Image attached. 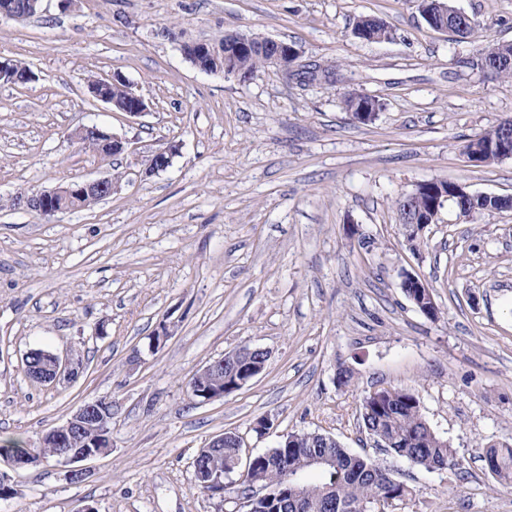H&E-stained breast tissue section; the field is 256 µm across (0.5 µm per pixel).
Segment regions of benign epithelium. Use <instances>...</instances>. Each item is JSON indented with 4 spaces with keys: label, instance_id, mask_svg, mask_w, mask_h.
<instances>
[{
    "label": "benign epithelium",
    "instance_id": "1",
    "mask_svg": "<svg viewBox=\"0 0 512 512\" xmlns=\"http://www.w3.org/2000/svg\"><path fill=\"white\" fill-rule=\"evenodd\" d=\"M180 45L189 47L190 51L183 52L184 58L194 67L209 74H230L245 81L249 76L242 75L232 67L231 63H221L217 59L214 45L207 40L182 41ZM224 46L226 57L233 58L239 54L252 53L256 50L268 55L267 64L278 68L283 72L294 67L300 56L299 49L287 42L266 37L261 44H256L253 39L239 32L224 34ZM126 83L120 74H112L99 79V88L90 90V93L97 100L109 105L112 110L123 112L131 118H136L147 112L148 105L144 99L126 90L125 99L117 103L102 89L113 84ZM88 136H94L105 143H112V149L123 153L128 148L127 141L121 136L110 133L97 126H83L72 133V137L78 141ZM178 152V145L170 144L153 154L145 163V172L154 174L165 170L171 163L172 157ZM119 188V181L110 176L89 180L70 181L61 183L55 188L37 192L21 199L22 207L50 219L59 213L65 212L79 203L83 198L92 195L110 197ZM430 194L433 200L430 203V213L421 219L418 214V202L420 190L404 196L397 211L401 221L405 222L404 229L407 236L423 231L428 225L435 222L438 210L444 202L454 201L458 205L475 198V195L463 191L456 185L447 187L431 186ZM255 350L243 347L224 354L201 369L193 376L190 388L199 396V402H210L225 395L224 375L234 378L238 386L242 387L263 372L266 363H261L249 369L243 366V361L249 358ZM83 371V364L80 359L73 356L61 357L55 353H49L42 359L38 366L27 365L28 376L43 384H55L61 380H72ZM112 401L97 399L82 405L70 419L61 426H58L45 434L44 440L58 448L57 459L72 465L70 478L76 481L81 480L86 474L83 462L105 454L99 442L84 435V430L90 425H95L101 434H110L112 423ZM4 460L14 469H23L42 462V458L34 453L23 456H6Z\"/></svg>",
    "mask_w": 512,
    "mask_h": 512
}]
</instances>
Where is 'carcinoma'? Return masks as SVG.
<instances>
[{
	"label": "carcinoma",
	"mask_w": 512,
	"mask_h": 512,
	"mask_svg": "<svg viewBox=\"0 0 512 512\" xmlns=\"http://www.w3.org/2000/svg\"><path fill=\"white\" fill-rule=\"evenodd\" d=\"M355 34L367 42L384 36L392 37V30L381 19L365 16L355 24ZM481 55L504 62L512 59V43L489 42ZM266 65V57L243 54L236 57L235 66L245 74H252ZM349 112H379L381 104L371 98L357 101L352 96L344 99ZM465 149L472 159L489 166L499 160V128L470 141ZM499 203L490 198H476L463 209L470 217L483 211L497 210ZM406 296L427 317L438 315L435 305L423 300L418 289L403 286ZM359 416L366 431L395 455L413 459L428 471H441L458 465L456 449L437 435L423 418L418 394L410 389L382 388L365 396ZM239 449L233 439L224 440V447L199 457L200 487L212 493H226V488L213 480L235 469ZM322 457L326 464L311 468L303 476L299 492L288 489L286 466L309 458ZM484 460L494 462L490 471L501 485L512 484V443L502 442L487 448ZM247 481L264 485L269 497L258 503L254 512H359L361 507L384 503L385 512H399L411 494L402 483L393 480L374 460L354 455L333 436L319 432L290 433L277 446L257 455L245 476Z\"/></svg>",
	"instance_id": "carcinoma-1"
}]
</instances>
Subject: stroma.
Returning <instances> with one entry per match:
<instances>
[{
  "label": "stroma",
  "mask_w": 512,
  "mask_h": 512,
  "mask_svg": "<svg viewBox=\"0 0 512 512\" xmlns=\"http://www.w3.org/2000/svg\"><path fill=\"white\" fill-rule=\"evenodd\" d=\"M447 2L475 20L473 37L430 28L419 0H42L27 20L0 17V60L36 75L0 83V441L34 446L84 403L112 402V448L83 481L54 459L1 463L15 494L0 512H239L237 493L194 475L199 449L227 431L245 461L287 433L331 435L409 487L402 512H512V489L483 460L512 438V208L466 218L444 204L413 243L395 210L432 180L512 197V158L478 167L464 152L512 119V78L476 65L483 40L512 43V0ZM362 16L392 38L358 39ZM228 32L295 44L300 64L337 79L264 67L242 81L179 50ZM112 73L147 113L88 94V77ZM352 92L380 100L372 121L346 111ZM92 124L131 153L70 140ZM172 142L171 165L145 174ZM107 174L118 193L88 210L47 220L13 203ZM406 271L429 285L438 319L405 296ZM243 346L269 351L264 371L224 398H193L196 371ZM37 349L74 351L84 371L36 383L25 361ZM382 388L418 393L459 471L376 444L359 407Z\"/></svg>",
  "instance_id": "stroma-1"
}]
</instances>
